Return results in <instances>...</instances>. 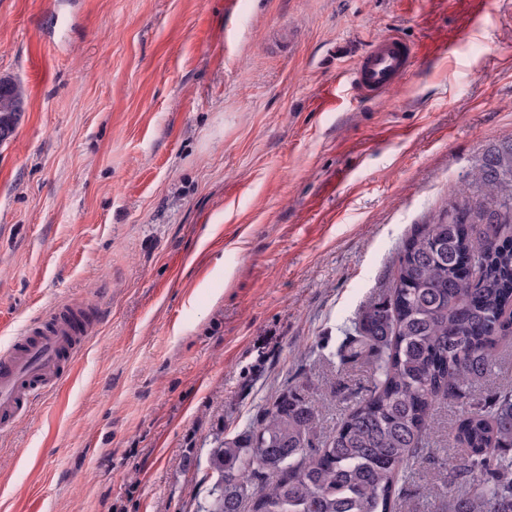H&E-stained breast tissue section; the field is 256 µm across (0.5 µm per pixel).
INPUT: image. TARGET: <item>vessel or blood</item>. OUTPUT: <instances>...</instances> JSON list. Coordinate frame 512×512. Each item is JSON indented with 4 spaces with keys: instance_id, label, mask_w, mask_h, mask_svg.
I'll return each mask as SVG.
<instances>
[{
    "instance_id": "b4317fda",
    "label": "vessel or blood",
    "mask_w": 512,
    "mask_h": 512,
    "mask_svg": "<svg viewBox=\"0 0 512 512\" xmlns=\"http://www.w3.org/2000/svg\"><path fill=\"white\" fill-rule=\"evenodd\" d=\"M416 48L392 31L378 35L350 74L360 97H379L409 75ZM86 311L62 304L30 323L0 352V422L29 412L34 398L56 389L85 345Z\"/></svg>"
}]
</instances>
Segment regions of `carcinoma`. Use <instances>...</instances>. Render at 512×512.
I'll list each match as a JSON object with an SVG mask.
<instances>
[{
  "mask_svg": "<svg viewBox=\"0 0 512 512\" xmlns=\"http://www.w3.org/2000/svg\"><path fill=\"white\" fill-rule=\"evenodd\" d=\"M24 103L20 83L1 77L0 142ZM469 177L406 242L389 297L346 339L342 360L372 364L368 393L322 440L312 401L283 390L210 450L198 512H398L435 406L466 396L512 343V144ZM453 442L445 512H512V391L472 403Z\"/></svg>",
  "mask_w": 512,
  "mask_h": 512,
  "instance_id": "obj_1",
  "label": "carcinoma"
}]
</instances>
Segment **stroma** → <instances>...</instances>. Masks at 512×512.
<instances>
[{"instance_id": "35a3bbf8", "label": "stroma", "mask_w": 512, "mask_h": 512, "mask_svg": "<svg viewBox=\"0 0 512 512\" xmlns=\"http://www.w3.org/2000/svg\"><path fill=\"white\" fill-rule=\"evenodd\" d=\"M419 51L384 98L377 34ZM0 349L102 309L74 373L0 424V512H196L218 439L283 389L329 436L372 385L345 331L416 225L512 139V0H0ZM436 406L399 512H432L472 402ZM417 49L393 31L378 35L350 74L351 86L362 98L381 97L409 75ZM6 89H4V85ZM25 103L20 83L12 78H0V142L11 134L18 123Z\"/></svg>"}]
</instances>
